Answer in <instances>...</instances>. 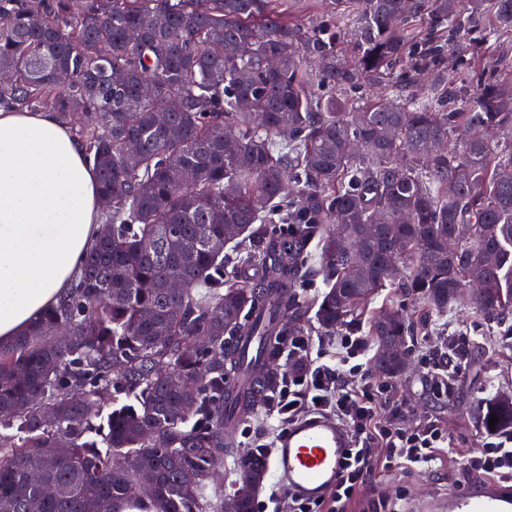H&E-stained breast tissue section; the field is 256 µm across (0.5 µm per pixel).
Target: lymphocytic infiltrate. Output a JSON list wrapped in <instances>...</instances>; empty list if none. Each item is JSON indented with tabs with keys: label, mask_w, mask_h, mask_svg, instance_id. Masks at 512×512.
Here are the masks:
<instances>
[{
	"label": "lymphocytic infiltrate",
	"mask_w": 512,
	"mask_h": 512,
	"mask_svg": "<svg viewBox=\"0 0 512 512\" xmlns=\"http://www.w3.org/2000/svg\"><path fill=\"white\" fill-rule=\"evenodd\" d=\"M370 351L368 337L357 331L339 336L331 348L318 347L306 336L291 337L287 359L297 368L265 401V416L284 429L306 413H326L350 431L355 446L327 499L280 497L274 512H348L358 497L374 494L377 474L395 469L430 472L447 457L462 459L459 485L478 479L512 485V434L490 437L481 450L462 457L439 426L424 424L410 430L399 424L397 415L382 414L380 400L389 388L370 378L364 364Z\"/></svg>",
	"instance_id": "lymphocytic-infiltrate-1"
}]
</instances>
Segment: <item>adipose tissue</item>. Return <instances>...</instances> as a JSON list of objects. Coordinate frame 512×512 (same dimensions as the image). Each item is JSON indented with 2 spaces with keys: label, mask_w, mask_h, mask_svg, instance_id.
<instances>
[{
  "label": "adipose tissue",
  "mask_w": 512,
  "mask_h": 512,
  "mask_svg": "<svg viewBox=\"0 0 512 512\" xmlns=\"http://www.w3.org/2000/svg\"><path fill=\"white\" fill-rule=\"evenodd\" d=\"M100 211L96 173L57 114L0 109V344L68 291Z\"/></svg>",
  "instance_id": "1"
}]
</instances>
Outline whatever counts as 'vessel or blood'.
<instances>
[{
    "label": "vessel or blood",
    "instance_id": "obj_1",
    "mask_svg": "<svg viewBox=\"0 0 512 512\" xmlns=\"http://www.w3.org/2000/svg\"><path fill=\"white\" fill-rule=\"evenodd\" d=\"M353 437L325 413H311L278 435L268 460L280 491L308 500L327 498L339 477ZM422 512H512V493L498 482L484 481L422 504Z\"/></svg>",
    "mask_w": 512,
    "mask_h": 512
}]
</instances>
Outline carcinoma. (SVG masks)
<instances>
[{
    "label": "carcinoma",
    "mask_w": 512,
    "mask_h": 512,
    "mask_svg": "<svg viewBox=\"0 0 512 512\" xmlns=\"http://www.w3.org/2000/svg\"><path fill=\"white\" fill-rule=\"evenodd\" d=\"M304 1L315 27L292 9ZM2 15L0 108L82 114L110 230L60 303L0 345V512H255L246 479L268 456L233 450L234 432L254 387L280 386L268 363L288 337L365 318L391 378L385 344L417 329L370 310L383 289L440 314L477 275V312L512 314V138L492 140L512 135V85L465 59L512 38V0H0ZM478 422L512 429V397Z\"/></svg>",
    "instance_id": "1"
}]
</instances>
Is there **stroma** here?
I'll return each instance as SVG.
<instances>
[{
    "mask_svg": "<svg viewBox=\"0 0 512 512\" xmlns=\"http://www.w3.org/2000/svg\"><path fill=\"white\" fill-rule=\"evenodd\" d=\"M417 329L418 348L428 346L433 337L465 336L467 365L451 390L440 393L431 370L415 359L410 371L391 379L392 398L385 410L401 409V423L407 428L437 422L457 439L461 454L475 452L487 437L478 424L479 411L495 395L512 392V335L487 324L468 300L449 305L446 312L418 323ZM456 486V466L445 462L430 473L394 471L381 478L378 493L388 499L389 512H408L412 501L443 495Z\"/></svg>",
    "mask_w": 512,
    "mask_h": 512,
    "instance_id": "1",
    "label": "stroma"
}]
</instances>
